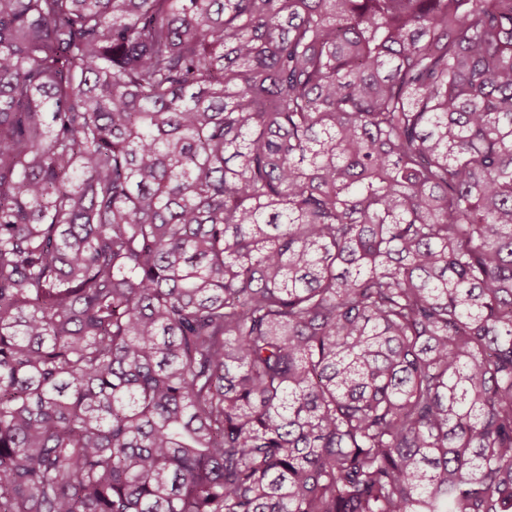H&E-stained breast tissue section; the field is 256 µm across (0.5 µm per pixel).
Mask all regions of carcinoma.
I'll use <instances>...</instances> for the list:
<instances>
[{
  "mask_svg": "<svg viewBox=\"0 0 512 512\" xmlns=\"http://www.w3.org/2000/svg\"><path fill=\"white\" fill-rule=\"evenodd\" d=\"M0 512H512V0H0Z\"/></svg>",
  "mask_w": 512,
  "mask_h": 512,
  "instance_id": "cac0c4a2",
  "label": "carcinoma"
}]
</instances>
